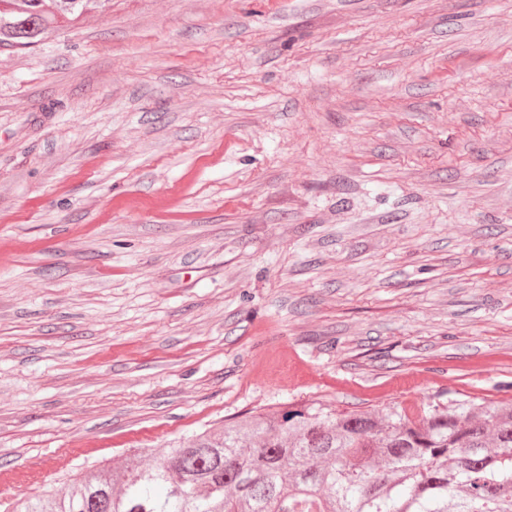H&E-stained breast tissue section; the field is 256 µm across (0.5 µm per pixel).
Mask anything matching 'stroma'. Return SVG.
I'll list each match as a JSON object with an SVG mask.
<instances>
[{
  "label": "stroma",
  "instance_id": "35a3bbf8",
  "mask_svg": "<svg viewBox=\"0 0 512 512\" xmlns=\"http://www.w3.org/2000/svg\"><path fill=\"white\" fill-rule=\"evenodd\" d=\"M511 383L512 0H112L0 49V468Z\"/></svg>",
  "mask_w": 512,
  "mask_h": 512
}]
</instances>
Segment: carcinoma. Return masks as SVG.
I'll list each match as a JSON object with an SVG mask.
<instances>
[{
	"label": "carcinoma",
	"instance_id": "carcinoma-1",
	"mask_svg": "<svg viewBox=\"0 0 512 512\" xmlns=\"http://www.w3.org/2000/svg\"><path fill=\"white\" fill-rule=\"evenodd\" d=\"M85 2L0 0V48L42 41ZM5 512H512V397L256 409Z\"/></svg>",
	"mask_w": 512,
	"mask_h": 512
}]
</instances>
